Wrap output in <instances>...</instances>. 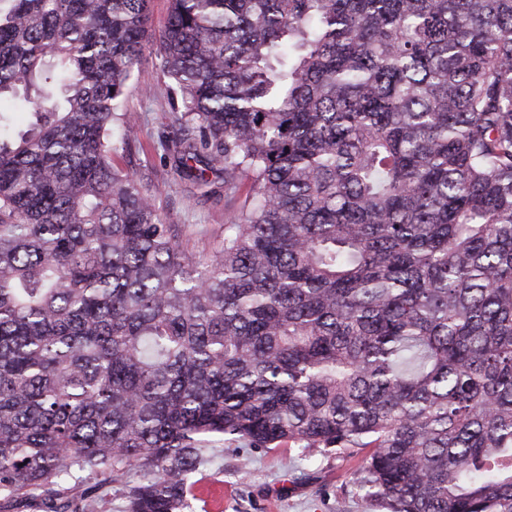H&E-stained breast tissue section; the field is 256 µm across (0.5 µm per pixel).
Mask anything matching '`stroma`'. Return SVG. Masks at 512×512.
Wrapping results in <instances>:
<instances>
[{
	"instance_id": "1",
	"label": "stroma",
	"mask_w": 512,
	"mask_h": 512,
	"mask_svg": "<svg viewBox=\"0 0 512 512\" xmlns=\"http://www.w3.org/2000/svg\"><path fill=\"white\" fill-rule=\"evenodd\" d=\"M150 48L132 80L127 101L140 144L119 155L158 196L168 223L188 224L223 236L226 222L224 176L213 177L211 197L174 175L166 156L171 100ZM201 466L199 512H384L359 492L355 480L362 454L333 451L305 458L300 448H211Z\"/></svg>"
}]
</instances>
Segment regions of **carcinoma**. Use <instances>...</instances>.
Instances as JSON below:
<instances>
[{
  "mask_svg": "<svg viewBox=\"0 0 512 512\" xmlns=\"http://www.w3.org/2000/svg\"><path fill=\"white\" fill-rule=\"evenodd\" d=\"M151 13L0 0V512H194L224 446L369 448L388 512H512V0ZM155 37L220 241L115 162ZM95 512H121L123 501L122 488L118 484L112 485L110 490H99L96 494Z\"/></svg>",
  "mask_w": 512,
  "mask_h": 512,
  "instance_id": "1",
  "label": "carcinoma"
}]
</instances>
